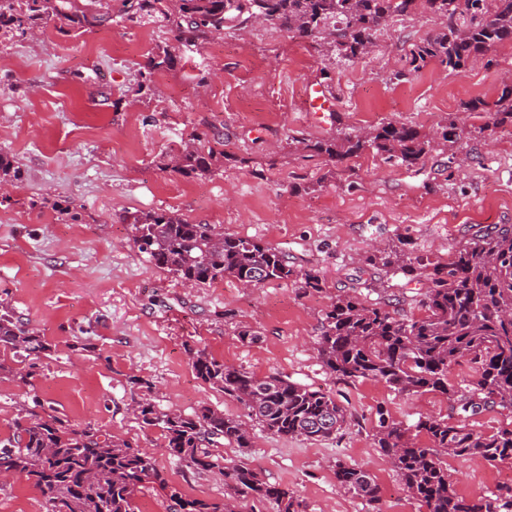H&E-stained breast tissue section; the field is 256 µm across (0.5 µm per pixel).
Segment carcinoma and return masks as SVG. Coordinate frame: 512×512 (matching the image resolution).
Instances as JSON below:
<instances>
[{
	"instance_id": "cac0c4a2",
	"label": "carcinoma",
	"mask_w": 512,
	"mask_h": 512,
	"mask_svg": "<svg viewBox=\"0 0 512 512\" xmlns=\"http://www.w3.org/2000/svg\"><path fill=\"white\" fill-rule=\"evenodd\" d=\"M117 14L127 21L148 19L167 29L171 44L148 56L139 71L137 93L150 88L154 74L175 64L172 47L198 45L226 31L245 28L257 17L286 34L322 41L338 56L364 57L378 32L395 14L423 5L446 19L435 33L405 56L395 73L419 76L436 64L459 74L490 46L512 40V0H118ZM112 19V0H0V35H25L60 22L64 35L89 32ZM469 109L489 114L494 126L512 123V84L492 104L474 100ZM441 138L456 144L466 138L456 119L441 127ZM306 158L330 161L358 157L371 150L387 162L419 164L431 139L406 124L387 123L363 134L334 135L309 141L292 138ZM220 139L202 132L170 156L164 168L183 177H206L224 166ZM17 180L9 156L0 153V184ZM138 251L156 267L188 285L233 278L258 287L272 281L300 280L320 292L316 269H298L276 248L256 239L226 235L212 224H194L163 212L124 217ZM365 262L387 272L400 271L425 281L423 314L400 316L356 295L336 297L324 313L317 354L323 367L344 382L378 381L409 395L439 392L473 414L498 406L512 412V225L487 226L460 243L444 260L414 254L401 243L375 249ZM0 350L20 362L51 350V345L7 307L0 308ZM474 365L476 379L465 387L448 384V367ZM199 379L243 405L246 418L204 407L193 414L162 410L149 398L134 411L136 419L162 429L165 448L193 471L224 474V501L185 498L153 458L130 443L87 424L75 427L49 414L14 422L0 439V471L33 482L45 497L47 512H138L135 496L147 484L167 491L173 512H235L236 504L262 512H298L288 487L263 480L240 458H226L219 447L249 448V422L279 437L329 439L347 424V410L328 391L280 374L259 377L216 359L204 349L192 352ZM373 439L407 492L427 512H512V488L468 499L448 480L444 456L480 457L494 465L512 460V427L476 433L446 419L421 418L414 434L376 410ZM337 483L369 504L379 487L365 470L336 462Z\"/></svg>"
}]
</instances>
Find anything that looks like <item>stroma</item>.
Listing matches in <instances>:
<instances>
[{
    "label": "stroma",
    "mask_w": 512,
    "mask_h": 512,
    "mask_svg": "<svg viewBox=\"0 0 512 512\" xmlns=\"http://www.w3.org/2000/svg\"><path fill=\"white\" fill-rule=\"evenodd\" d=\"M439 27L423 9L394 17L374 51L355 61L275 29L229 31L201 49H177V65L155 73L150 96L139 101L138 70L167 43L157 24L116 17L78 36L50 25L35 38L1 39L0 153L21 179L0 197V306L52 350L27 360L28 384L0 374V439L13 433L17 417L51 407L152 456L185 497L221 501L222 473L187 469L168 454L160 428L143 426L131 412L145 394L130 384L134 375L152 384L160 409L243 414L240 403L197 378L191 353L203 349L260 377L277 373L330 391L346 408L348 423L336 438L292 439L256 426L250 448L225 451L288 487L299 512H426L374 445L377 407L406 426L436 417L483 434L511 422L512 413L464 414L439 393L399 395L377 381L341 382L320 364L316 342L339 295L421 315L423 283L367 266L375 246L399 240L414 253L445 258L481 228L512 225V126H490L486 113L466 108L498 98L512 75V41L458 75L432 64L420 76L395 79L409 49ZM326 79L338 102L319 118L303 111V99ZM451 116L468 132L463 163L437 137ZM387 122L432 137L423 162L389 165L369 151L341 162L304 161L290 147L295 137L356 135ZM202 131L222 135L223 168L205 178L161 170ZM162 210L262 240L296 267L319 270L324 288L308 293L291 281L245 289L230 278L186 287L139 253L124 221ZM244 329L258 331L259 340L241 341ZM79 337L104 359L73 351ZM339 461L375 478L376 507L337 484ZM446 462L467 498L512 486L510 461ZM0 512H46V503L27 479L14 478L0 484Z\"/></svg>",
    "instance_id": "obj_1"
}]
</instances>
